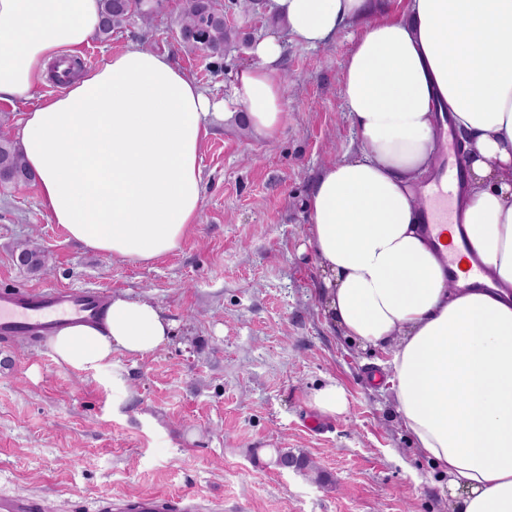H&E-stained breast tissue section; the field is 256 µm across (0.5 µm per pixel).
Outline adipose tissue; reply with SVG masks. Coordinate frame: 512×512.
I'll return each instance as SVG.
<instances>
[{
  "label": "adipose tissue",
  "instance_id": "ef3b65f1",
  "mask_svg": "<svg viewBox=\"0 0 512 512\" xmlns=\"http://www.w3.org/2000/svg\"><path fill=\"white\" fill-rule=\"evenodd\" d=\"M266 0L284 37L256 40L234 95L261 136L286 105L284 42L325 47L364 27L342 72L359 148L330 163L308 201L326 311L343 336L390 352L387 382L411 443L446 477L452 512H512V0ZM100 0H0V101L50 221L85 247L146 263L173 252L201 209L200 153L228 120L169 55L130 48L40 100L53 65L99 31ZM463 136L454 206L476 285L453 287L423 225L417 186L445 128ZM173 326L150 301L116 294L102 325L51 335L54 361L100 369L113 352L153 353Z\"/></svg>",
  "mask_w": 512,
  "mask_h": 512
}]
</instances>
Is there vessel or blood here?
<instances>
[{
	"mask_svg": "<svg viewBox=\"0 0 512 512\" xmlns=\"http://www.w3.org/2000/svg\"><path fill=\"white\" fill-rule=\"evenodd\" d=\"M463 160L450 143L441 146L432 178L420 186L418 200L427 220V230L434 246H442L444 227L453 223L455 213L448 208V188L460 184ZM451 256L445 259L448 278L460 282L462 276L477 277L481 268L469 266L466 273L455 268L456 255L467 252L465 236L451 243ZM104 304L102 291L96 289L61 290L46 287L38 291L27 288L0 289V344L9 346L16 340L39 342L49 333L76 323L95 321ZM49 502L40 495L0 494V512H48ZM195 496L182 494L128 496L98 500L95 512H198Z\"/></svg>",
	"mask_w": 512,
	"mask_h": 512,
	"instance_id": "1",
	"label": "vessel or blood"
}]
</instances>
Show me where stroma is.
<instances>
[{"mask_svg":"<svg viewBox=\"0 0 512 512\" xmlns=\"http://www.w3.org/2000/svg\"><path fill=\"white\" fill-rule=\"evenodd\" d=\"M157 24L132 20L92 41L95 64L145 47L169 53L214 101L235 108L240 44L223 58L183 47L166 0ZM361 23L326 47L287 44V113L278 139L210 127L201 151L202 207L179 248L149 263L85 249L50 223L36 183L0 189V289H100L144 299L173 322L152 354L116 351L111 366L75 371L47 343L0 347V492L93 508L105 495L190 493L209 512H450L447 487L401 429L379 375L387 357L342 336L322 302L308 245L314 178L356 149L341 86ZM46 259L36 275L14 251ZM344 387L346 412L325 415L312 390ZM315 472L277 468L275 449Z\"/></svg>","mask_w":512,"mask_h":512,"instance_id":"1","label":"stroma"}]
</instances>
